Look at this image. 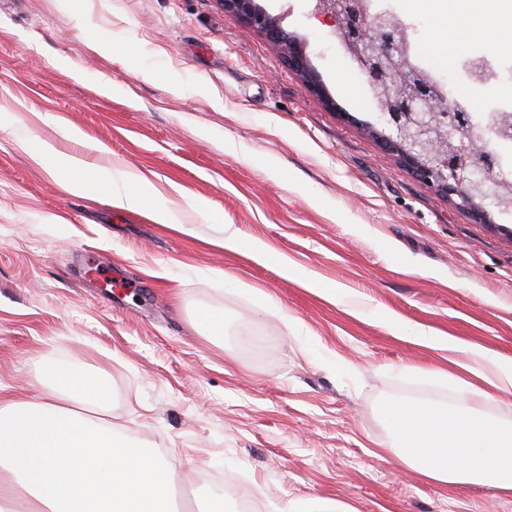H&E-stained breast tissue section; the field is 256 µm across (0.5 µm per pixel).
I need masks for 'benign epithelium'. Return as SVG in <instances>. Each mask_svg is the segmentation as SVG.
I'll list each match as a JSON object with an SVG mask.
<instances>
[{
  "instance_id": "7a95c632",
  "label": "benign epithelium",
  "mask_w": 512,
  "mask_h": 512,
  "mask_svg": "<svg viewBox=\"0 0 512 512\" xmlns=\"http://www.w3.org/2000/svg\"><path fill=\"white\" fill-rule=\"evenodd\" d=\"M314 13L335 23L336 36L358 69L380 106L379 132L385 145L421 181L475 211L482 223L489 222L487 207L500 213L512 212L497 187L504 182L496 171L493 151L472 150L469 135L460 138L462 155L448 154V133L461 130L472 115L466 107L448 106V99L436 84L417 85L413 74L411 43L405 29L386 15L372 16L359 0H313ZM224 7L264 33L283 55L288 67L300 74L315 92L323 85L311 67L298 37L269 14L256 0H224Z\"/></svg>"
}]
</instances>
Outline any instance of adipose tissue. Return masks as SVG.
<instances>
[{"label": "adipose tissue", "mask_w": 512, "mask_h": 512, "mask_svg": "<svg viewBox=\"0 0 512 512\" xmlns=\"http://www.w3.org/2000/svg\"><path fill=\"white\" fill-rule=\"evenodd\" d=\"M57 159V158H56ZM71 174L69 190L83 196L109 191L112 206L146 213L157 224L182 229L168 203L139 174L125 172L126 187L111 191L105 170L85 169L73 157L57 159ZM408 337L434 348L470 353V371L490 385L512 394V359L449 336H436L412 325ZM59 401L0 405V457L15 478L0 482V512L23 498L29 512H176L172 472L155 455L130 448L114 427L95 426L66 408L69 400L87 399L104 407L109 393L84 372L59 373ZM389 421L402 459L431 480L486 483L512 490V431L501 430L478 416L452 418L424 404L401 405Z\"/></svg>", "instance_id": "adipose-tissue-1"}]
</instances>
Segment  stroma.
<instances>
[{
	"instance_id": "35a3bbf8",
	"label": "stroma",
	"mask_w": 512,
	"mask_h": 512,
	"mask_svg": "<svg viewBox=\"0 0 512 512\" xmlns=\"http://www.w3.org/2000/svg\"><path fill=\"white\" fill-rule=\"evenodd\" d=\"M258 3L302 41L326 96L223 0H0V399L51 398L61 371L101 376L103 420L203 508L239 512L245 494L250 512H512V491L406 467L386 418L418 403L512 428V394L465 371L469 354L398 333L420 324L512 358V218L475 221L386 149L365 76L311 0ZM396 7L430 57L447 13L478 26L488 12ZM44 143L110 169L117 190L142 174L185 231L70 194L33 162ZM227 232L242 249L214 247ZM204 311L223 335L198 326Z\"/></svg>"
}]
</instances>
